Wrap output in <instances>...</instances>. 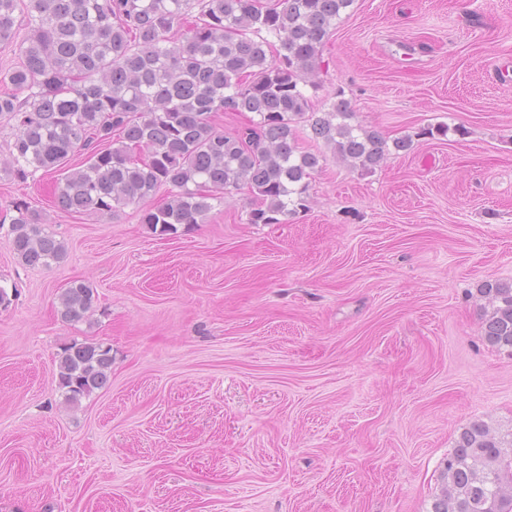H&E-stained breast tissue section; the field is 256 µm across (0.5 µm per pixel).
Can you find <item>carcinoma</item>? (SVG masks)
Segmentation results:
<instances>
[{
	"label": "carcinoma",
	"instance_id": "1",
	"mask_svg": "<svg viewBox=\"0 0 512 512\" xmlns=\"http://www.w3.org/2000/svg\"><path fill=\"white\" fill-rule=\"evenodd\" d=\"M354 0H0V46L27 20L21 61L1 81L0 121L14 133L0 172L26 180L58 172L56 203L66 212L113 216L134 206L140 223L176 235L204 223L213 202L242 189L258 200L251 224H278L309 208L308 187L323 155L298 146L306 123L336 159L363 175L419 139L448 134L445 124L389 139L353 123L349 102L314 111L322 49ZM219 112L249 115L235 134ZM77 154L84 159L74 165ZM165 201H148L159 192ZM9 245L28 267L65 257L42 214L15 206ZM487 343L512 356V282L478 288ZM95 293L77 280L58 313L80 321ZM111 348L74 342L59 356L67 404L108 386ZM431 512H504L512 502V432L496 435L476 420L442 462Z\"/></svg>",
	"mask_w": 512,
	"mask_h": 512
}]
</instances>
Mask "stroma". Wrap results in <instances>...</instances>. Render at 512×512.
Returning a JSON list of instances; mask_svg holds the SVG:
<instances>
[{"mask_svg":"<svg viewBox=\"0 0 512 512\" xmlns=\"http://www.w3.org/2000/svg\"><path fill=\"white\" fill-rule=\"evenodd\" d=\"M323 60L315 109L465 135L363 176L302 126L308 211L251 224L242 190L171 238L61 210L57 174L0 179V512H431L461 429H512L477 293L512 281V0H355ZM19 200L63 260L13 253ZM76 280L94 312L66 322ZM85 341L110 383L73 408L58 355ZM95 293L84 281H74L60 296L58 313L63 320L80 321L94 311Z\"/></svg>","mask_w":512,"mask_h":512,"instance_id":"obj_1","label":"stroma"}]
</instances>
